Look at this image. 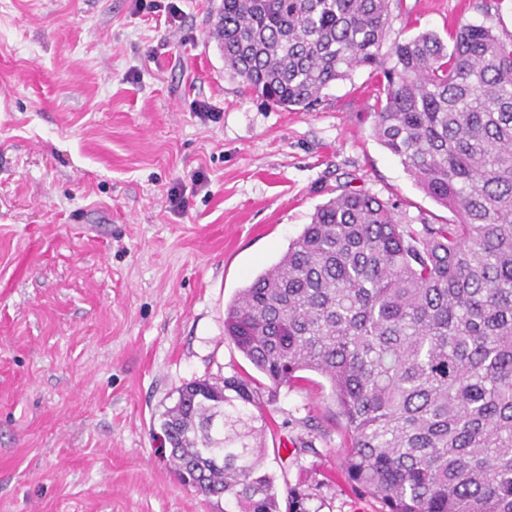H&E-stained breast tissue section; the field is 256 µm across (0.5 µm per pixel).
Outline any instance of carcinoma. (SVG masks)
<instances>
[{
	"label": "carcinoma",
	"instance_id": "carcinoma-1",
	"mask_svg": "<svg viewBox=\"0 0 512 512\" xmlns=\"http://www.w3.org/2000/svg\"><path fill=\"white\" fill-rule=\"evenodd\" d=\"M391 0H223L224 68L273 106L312 109L378 74L374 135L451 224H404L378 198L319 205L224 312L265 377L176 389L160 415L179 481L237 512H280L263 470V397L315 372L345 423L346 480L381 512H512V34L466 24L381 54ZM288 512L314 495L293 489Z\"/></svg>",
	"mask_w": 512,
	"mask_h": 512
}]
</instances>
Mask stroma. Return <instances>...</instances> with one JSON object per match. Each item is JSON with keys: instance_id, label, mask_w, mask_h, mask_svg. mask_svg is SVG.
I'll return each instance as SVG.
<instances>
[{"instance_id": "obj_1", "label": "stroma", "mask_w": 512, "mask_h": 512, "mask_svg": "<svg viewBox=\"0 0 512 512\" xmlns=\"http://www.w3.org/2000/svg\"><path fill=\"white\" fill-rule=\"evenodd\" d=\"M221 0H0V512H215L159 458L182 383L251 371L224 309L345 191L450 224L375 137L366 67L303 112L224 69ZM512 35V0H392L388 42ZM278 486L379 512L309 372L266 404Z\"/></svg>"}]
</instances>
